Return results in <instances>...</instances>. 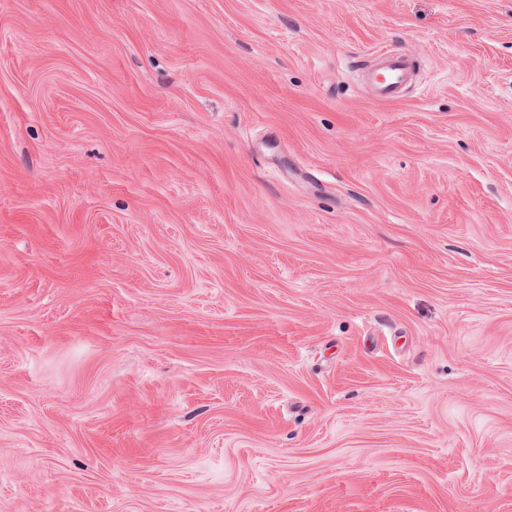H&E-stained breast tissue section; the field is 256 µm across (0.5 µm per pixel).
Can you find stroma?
<instances>
[{
    "label": "stroma",
    "mask_w": 512,
    "mask_h": 512,
    "mask_svg": "<svg viewBox=\"0 0 512 512\" xmlns=\"http://www.w3.org/2000/svg\"><path fill=\"white\" fill-rule=\"evenodd\" d=\"M0 512H512V0H0ZM411 70V59L400 53H384L369 73L375 93L380 99L391 100L400 93Z\"/></svg>",
    "instance_id": "35a3bbf8"
}]
</instances>
